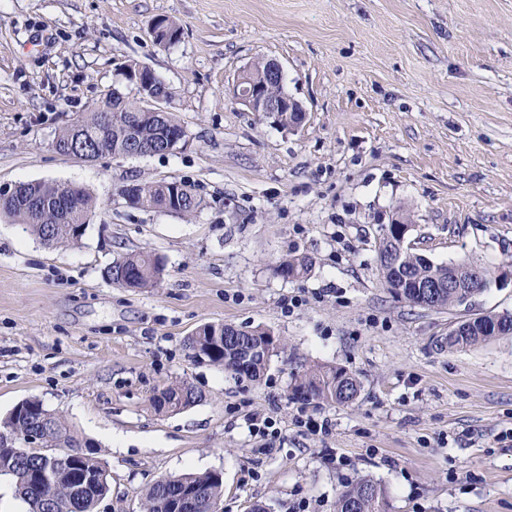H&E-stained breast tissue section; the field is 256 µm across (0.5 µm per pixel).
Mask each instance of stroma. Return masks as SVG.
I'll use <instances>...</instances> for the list:
<instances>
[{
	"instance_id": "obj_1",
	"label": "stroma",
	"mask_w": 512,
	"mask_h": 512,
	"mask_svg": "<svg viewBox=\"0 0 512 512\" xmlns=\"http://www.w3.org/2000/svg\"><path fill=\"white\" fill-rule=\"evenodd\" d=\"M181 27L158 43L154 20ZM276 60L306 116L295 129L246 111L238 74ZM151 68L188 143L165 155L85 161L52 143ZM177 180L190 219L129 206V184ZM82 186L97 206L75 243L49 247L0 216V418L37 398L98 447L110 493L139 512L159 477L221 472L224 512H335L345 485L386 486L389 512H512V336L455 350L460 320L512 312V0H0V186ZM435 263L476 260L483 292L427 309L396 296L377 260L383 225ZM147 251L162 280L133 291L104 272ZM314 261L304 278L274 268ZM302 304L288 313L283 298ZM205 323L262 327L283 351L260 379L192 359ZM342 367L345 404L294 399V375ZM185 380L194 406L151 399ZM269 417L274 443L249 433ZM328 421L310 436L298 416ZM312 265V259L307 256H292L280 261L275 271L283 278L297 279L307 275Z\"/></svg>"
}]
</instances>
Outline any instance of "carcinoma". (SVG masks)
Returning <instances> with one entry per match:
<instances>
[{"label":"carcinoma","mask_w":512,"mask_h":512,"mask_svg":"<svg viewBox=\"0 0 512 512\" xmlns=\"http://www.w3.org/2000/svg\"><path fill=\"white\" fill-rule=\"evenodd\" d=\"M112 112V127L105 133L98 131L100 113ZM173 124L159 126L151 120L136 100H122L110 93L103 97L90 111L83 114L77 123L62 129L56 141L66 146L82 138L90 151L97 157L112 155L121 157L128 151L129 131L135 130L141 145L146 147L160 140V137L175 136L184 126L171 115ZM178 198L180 207L176 214L190 218L198 212L204 198L197 195L191 186L180 181L138 185V200L144 208L160 209ZM95 198L86 189L80 196L69 198L62 188L37 181L26 188V196L8 207L4 215L24 226V229L38 237L45 245L54 246L76 242L83 234L81 212L95 208ZM398 268L380 265L383 278L393 293L398 287L406 286L409 294L404 299L428 309H444L461 306L481 293L488 283L490 271L475 262L463 261L454 264H435L424 259L405 246L397 248ZM312 259L307 256H292L279 262L275 271L283 278L297 279L307 275L312 268ZM112 267L122 274L123 280H114L116 286L132 290L151 288L161 279L164 263L148 253H128L113 261ZM455 280L458 288H449L447 283ZM435 287V294L421 299L412 295L416 287ZM508 325L502 333L512 331V314H485L467 318L448 331V348L473 347L496 339L494 328ZM270 331L264 328L241 329L238 340L255 348L266 344ZM190 357L222 366L234 375L256 379L271 360L259 354L247 363H242L239 353L224 344V336H203L185 340ZM360 391L359 381L342 367L317 366L295 376L291 387L292 396L304 401L319 400L330 403H348ZM201 393L187 381H179L164 387L161 395L152 399V406L158 413H176L190 405ZM11 427L41 428L42 447L49 452L67 454L73 466L57 472L55 479L44 482L40 471L50 459L34 455L18 457L11 449L0 447V476L10 477L19 497L28 505V512H95L99 498L110 493L108 474L103 478L77 487L76 478L83 474L80 464L86 453L97 455L94 446L83 440L70 424L55 412L47 409L41 400L33 398L24 402V407H14L0 419V429ZM189 485L196 488L200 501H220L224 495V483L220 473H185L166 476L145 493L142 512H168V498L175 491ZM388 491L380 482L363 477L347 486L336 502V512H388Z\"/></svg>","instance_id":"carcinoma-1"}]
</instances>
